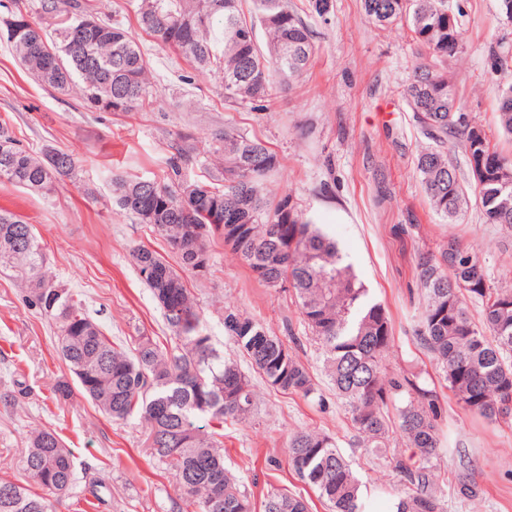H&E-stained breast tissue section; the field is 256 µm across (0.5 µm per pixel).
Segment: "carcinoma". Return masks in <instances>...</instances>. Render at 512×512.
<instances>
[{
	"mask_svg": "<svg viewBox=\"0 0 512 512\" xmlns=\"http://www.w3.org/2000/svg\"><path fill=\"white\" fill-rule=\"evenodd\" d=\"M138 0V28L185 57L200 74L224 79V98L257 104L284 91L306 72L315 53L310 31L288 0ZM375 26L402 23L426 57L415 67L403 96L428 144L415 171L431 208L445 220L457 218L470 197L483 223L512 234V155L490 143L476 145L483 127L459 122L464 110L454 92L451 62L465 34L448 0H362ZM6 16L15 20L7 36L15 58L36 83L73 91L89 108L134 112L150 103L151 65L137 34L98 15L93 0H14ZM265 29V47L244 28ZM492 74L512 72V44L492 39L482 48ZM498 123L512 137V83L501 89ZM205 178L188 174L196 157L178 148L159 181L143 176L112 180L116 205L151 226L179 256L175 268L162 255L136 246L130 259L141 281L163 310L177 345L160 347L148 336L127 350L87 313L79 294L49 274L43 249L22 216L0 209V264L17 271L30 306L57 323V353L84 393L116 423L138 419L148 448L175 472L196 512H252L251 494L224 466V422L252 413L254 385L238 364L213 348L203 315L184 277L195 272L197 253L210 260L208 241L219 238L264 286L290 280L305 328L320 345L323 369L342 400L359 445L387 448L401 440L415 449L418 463L393 459L401 480L415 491L398 499L396 512H441L433 487L431 460L442 448L444 409L428 373L389 370L394 346L392 321L383 305L369 298L352 266L343 264L336 242L303 211L284 198L271 204L267 180L277 155L261 139L232 125L208 135ZM467 159L484 156L485 174L460 177L448 148ZM75 159L56 149L41 154L21 147L0 127V181L49 195L73 174ZM300 226L291 243L285 224ZM194 224L209 225L207 241L189 237ZM421 312L414 334L432 356L445 387L462 410L487 423H512V288L469 287V279L489 280L480 252L448 237L437 251L418 255ZM479 304L481 325L469 303ZM224 332L253 370L271 388L323 403L308 366L297 351L236 308L224 309ZM398 403L389 425L386 409ZM288 463L314 488L330 512H368L361 482L324 433L296 430L288 438ZM27 485L0 478V512H51L37 486L70 495L76 487L73 452L51 429L30 438L25 457ZM264 512H309L308 503L288 493H272Z\"/></svg>",
	"mask_w": 512,
	"mask_h": 512,
	"instance_id": "carcinoma-1",
	"label": "carcinoma"
}]
</instances>
